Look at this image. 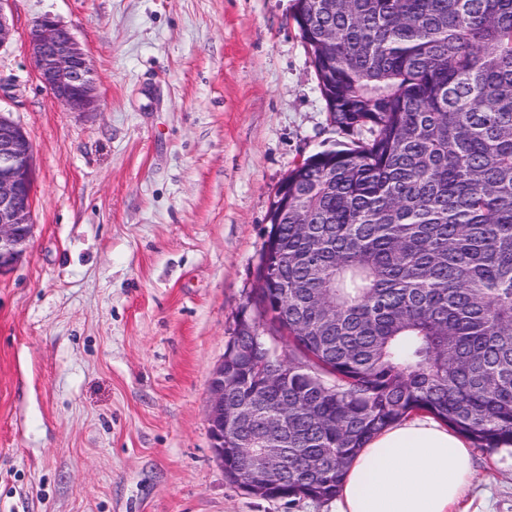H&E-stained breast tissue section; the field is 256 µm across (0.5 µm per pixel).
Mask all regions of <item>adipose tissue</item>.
<instances>
[{
    "label": "adipose tissue",
    "mask_w": 512,
    "mask_h": 512,
    "mask_svg": "<svg viewBox=\"0 0 512 512\" xmlns=\"http://www.w3.org/2000/svg\"><path fill=\"white\" fill-rule=\"evenodd\" d=\"M473 477L464 436L429 419L397 423L351 462L336 512H453Z\"/></svg>",
    "instance_id": "1"
}]
</instances>
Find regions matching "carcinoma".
<instances>
[{
    "mask_svg": "<svg viewBox=\"0 0 512 512\" xmlns=\"http://www.w3.org/2000/svg\"><path fill=\"white\" fill-rule=\"evenodd\" d=\"M332 122L288 172L252 314L224 349L247 493L330 500L375 434L426 413L512 447V0H296ZM271 314L299 357L258 335ZM288 411V426L268 420ZM279 449L278 468L251 463Z\"/></svg>",
    "mask_w": 512,
    "mask_h": 512,
    "instance_id": "obj_1",
    "label": "carcinoma"
}]
</instances>
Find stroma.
<instances>
[{
  "mask_svg": "<svg viewBox=\"0 0 512 512\" xmlns=\"http://www.w3.org/2000/svg\"><path fill=\"white\" fill-rule=\"evenodd\" d=\"M294 0H8L0 113L33 144V233L0 277V512H334L229 485L208 380L274 192L343 139ZM72 29L97 107L51 100L32 23ZM478 512H512V447L474 449Z\"/></svg>",
  "mask_w": 512,
  "mask_h": 512,
  "instance_id": "stroma-1",
  "label": "stroma"
}]
</instances>
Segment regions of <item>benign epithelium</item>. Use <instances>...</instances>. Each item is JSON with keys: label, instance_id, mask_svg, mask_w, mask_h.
Instances as JSON below:
<instances>
[{"label": "benign epithelium", "instance_id": "obj_1", "mask_svg": "<svg viewBox=\"0 0 512 512\" xmlns=\"http://www.w3.org/2000/svg\"><path fill=\"white\" fill-rule=\"evenodd\" d=\"M39 80L52 100L71 112L96 108L95 74L71 29L50 15L37 19L28 33ZM32 142L15 122L0 113V276L11 271L27 252L35 191ZM206 416L215 459L224 463L225 419L243 421L224 400V364L212 372Z\"/></svg>", "mask_w": 512, "mask_h": 512}]
</instances>
